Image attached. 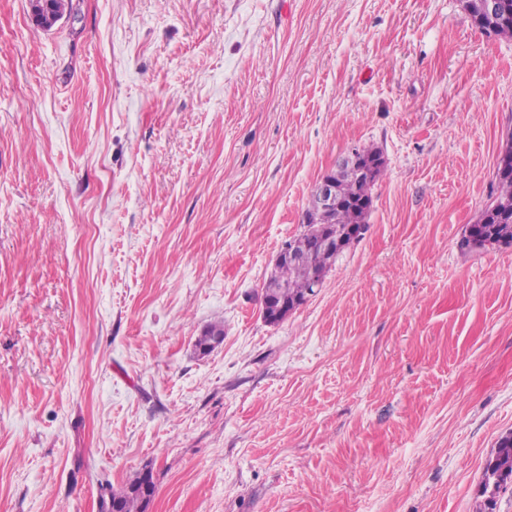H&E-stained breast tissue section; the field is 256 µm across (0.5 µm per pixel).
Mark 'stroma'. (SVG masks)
<instances>
[{
    "label": "stroma",
    "instance_id": "35a3bbf8",
    "mask_svg": "<svg viewBox=\"0 0 512 512\" xmlns=\"http://www.w3.org/2000/svg\"><path fill=\"white\" fill-rule=\"evenodd\" d=\"M0 0V512H473L512 432V245L460 249L512 135L462 0ZM386 159L278 324L312 190ZM224 325L198 355L197 336ZM384 165L383 158L371 156L364 152L363 148L353 149L338 165L337 169H347L356 173L359 177L371 178ZM148 478H144V473L130 482L119 491H114L111 484H107L105 489L113 502L115 511L112 512H145L151 502L156 484L152 472L148 471Z\"/></svg>",
    "mask_w": 512,
    "mask_h": 512
}]
</instances>
